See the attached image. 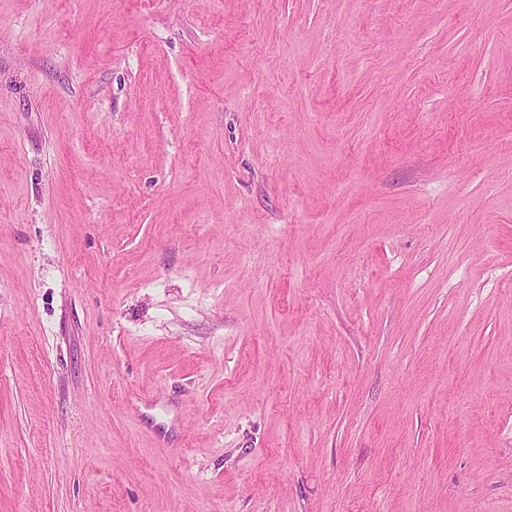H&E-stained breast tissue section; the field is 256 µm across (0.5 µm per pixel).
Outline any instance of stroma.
I'll return each mask as SVG.
<instances>
[{"label": "stroma", "mask_w": 512, "mask_h": 512, "mask_svg": "<svg viewBox=\"0 0 512 512\" xmlns=\"http://www.w3.org/2000/svg\"><path fill=\"white\" fill-rule=\"evenodd\" d=\"M0 512H512V0H0Z\"/></svg>", "instance_id": "obj_1"}]
</instances>
